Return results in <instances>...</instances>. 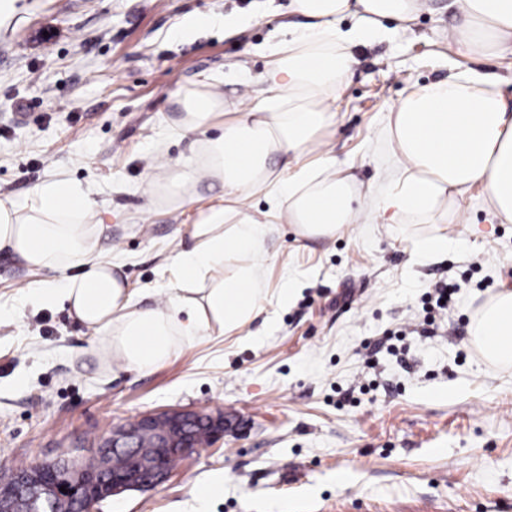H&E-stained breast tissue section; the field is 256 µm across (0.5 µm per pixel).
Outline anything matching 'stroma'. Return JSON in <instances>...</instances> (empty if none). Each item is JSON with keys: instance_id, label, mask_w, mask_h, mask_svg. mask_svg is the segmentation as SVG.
<instances>
[{"instance_id": "1", "label": "stroma", "mask_w": 512, "mask_h": 512, "mask_svg": "<svg viewBox=\"0 0 512 512\" xmlns=\"http://www.w3.org/2000/svg\"><path fill=\"white\" fill-rule=\"evenodd\" d=\"M11 5L0 15V198L26 203L58 177L90 189L134 301L164 305L172 256L219 201L204 182L184 207L148 203L149 169L190 148L167 127L175 94L208 85L236 99L240 74L259 78L304 18L290 0ZM457 21L451 0H426L411 27L386 23L356 48L321 134L341 174L374 188L399 176L389 114L415 86L471 67L448 40ZM439 230L452 249L422 260L413 227L372 216L324 239L275 222L261 313L149 373L103 364L92 331L27 299L43 273L0 251V473L77 455L151 411L204 410L223 413V439L96 512H512V371L470 339L476 309L512 288V223L476 186ZM440 281L459 301L426 337L421 297ZM218 476L223 495L198 501L194 488Z\"/></svg>"}]
</instances>
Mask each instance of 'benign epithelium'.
Instances as JSON below:
<instances>
[{
  "instance_id": "7a95c632",
  "label": "benign epithelium",
  "mask_w": 512,
  "mask_h": 512,
  "mask_svg": "<svg viewBox=\"0 0 512 512\" xmlns=\"http://www.w3.org/2000/svg\"><path fill=\"white\" fill-rule=\"evenodd\" d=\"M157 420H167L172 426L185 430L205 426L210 430L209 439L213 443L224 434V416L221 413L164 409L145 413L127 425L112 429L100 438L97 447L139 448L142 432ZM169 474L162 453H155L147 460L135 455L128 471L112 476L109 489L105 490L98 475L85 473L76 463L39 461L16 470L9 481L0 483V512H11L10 501L18 490L27 495L30 512H57L58 500L68 497L80 503L79 512H94L95 506L107 497L153 488Z\"/></svg>"
}]
</instances>
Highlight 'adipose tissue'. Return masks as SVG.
<instances>
[{"label":"adipose tissue","instance_id":"1","mask_svg":"<svg viewBox=\"0 0 512 512\" xmlns=\"http://www.w3.org/2000/svg\"><path fill=\"white\" fill-rule=\"evenodd\" d=\"M453 3L461 13L454 41L474 66L417 87L391 112L388 138L403 171L384 190L341 175L331 155L314 164L306 157L334 116L355 64L352 46L381 35L382 21L413 22L421 0H291L309 28L276 51L260 80L262 99L245 107L206 86L176 95L171 127L189 140L190 153L146 180L171 206L191 203L204 181L221 184L224 202L201 214L191 229L193 246L173 255L177 280L166 304L137 306L118 264L99 250L91 192L61 178L37 186L26 205L0 200V250L50 274L30 287L29 300L62 306L92 329L101 360L145 372L198 337L244 326L261 310L260 257L271 225L241 210L255 192L267 191L273 217L305 239L335 236L364 211L388 224H443L475 186L493 216L512 223V109L497 75L476 68L512 53V0ZM346 17L352 25L344 30L339 22ZM471 338L487 363L512 369V289L477 309Z\"/></svg>","mask_w":512,"mask_h":512}]
</instances>
